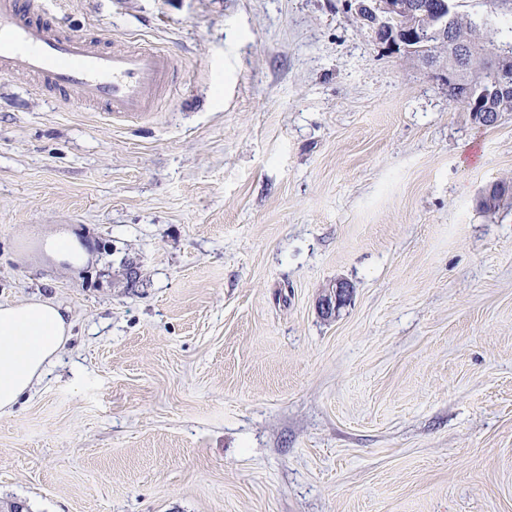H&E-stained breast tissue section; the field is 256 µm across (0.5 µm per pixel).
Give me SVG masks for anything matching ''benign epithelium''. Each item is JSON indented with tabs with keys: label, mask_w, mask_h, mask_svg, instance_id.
Returning <instances> with one entry per match:
<instances>
[{
	"label": "benign epithelium",
	"mask_w": 512,
	"mask_h": 512,
	"mask_svg": "<svg viewBox=\"0 0 512 512\" xmlns=\"http://www.w3.org/2000/svg\"><path fill=\"white\" fill-rule=\"evenodd\" d=\"M365 10L364 21L378 36L390 44H397L400 33L412 41L436 39L438 46L448 54V58H464L468 55L470 45L462 40L445 36L441 28L431 27L427 23H416L404 30L394 26L393 21L397 15L407 11L426 17V6L418 2L412 7H407L405 0H375L368 5L358 4L356 10ZM448 85L454 88L455 96L463 102L465 110L474 112L473 96L476 91H481L487 99L489 111L480 113L479 123L488 124L498 118V113L512 110V60L499 59L495 63L494 70L485 69H448ZM352 285L346 280H338L321 298L319 308L325 317L339 314L341 308L346 306L351 299Z\"/></svg>",
	"instance_id": "1"
}]
</instances>
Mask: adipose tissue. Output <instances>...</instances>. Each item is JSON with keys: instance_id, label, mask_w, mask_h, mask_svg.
Returning a JSON list of instances; mask_svg holds the SVG:
<instances>
[{"instance_id": "1", "label": "adipose tissue", "mask_w": 512, "mask_h": 512, "mask_svg": "<svg viewBox=\"0 0 512 512\" xmlns=\"http://www.w3.org/2000/svg\"><path fill=\"white\" fill-rule=\"evenodd\" d=\"M49 255L78 270L95 254L84 230L49 232L43 238ZM72 336V323L63 308L49 298L0 304V412H11L42 381Z\"/></svg>"}]
</instances>
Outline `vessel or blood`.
<instances>
[{"label": "vessel or blood", "instance_id": "1", "mask_svg": "<svg viewBox=\"0 0 512 512\" xmlns=\"http://www.w3.org/2000/svg\"><path fill=\"white\" fill-rule=\"evenodd\" d=\"M0 73L23 74L45 92L97 105L111 119L155 111L178 78L175 55L108 48L100 37L57 24L46 0H0Z\"/></svg>", "mask_w": 512, "mask_h": 512}]
</instances>
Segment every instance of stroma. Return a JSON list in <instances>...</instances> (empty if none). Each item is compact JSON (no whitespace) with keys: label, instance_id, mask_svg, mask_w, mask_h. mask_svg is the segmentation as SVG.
<instances>
[{"label":"stroma","instance_id":"obj_1","mask_svg":"<svg viewBox=\"0 0 512 512\" xmlns=\"http://www.w3.org/2000/svg\"><path fill=\"white\" fill-rule=\"evenodd\" d=\"M457 3L512 42V0ZM48 7L181 71L124 121L0 75V304L73 321L0 413V506L512 512V112L475 123L349 0ZM75 224L78 271L40 247ZM352 285L346 280H337L329 291L321 298L319 308L325 317L339 314L341 308L346 306L351 299Z\"/></svg>","mask_w":512,"mask_h":512}]
</instances>
